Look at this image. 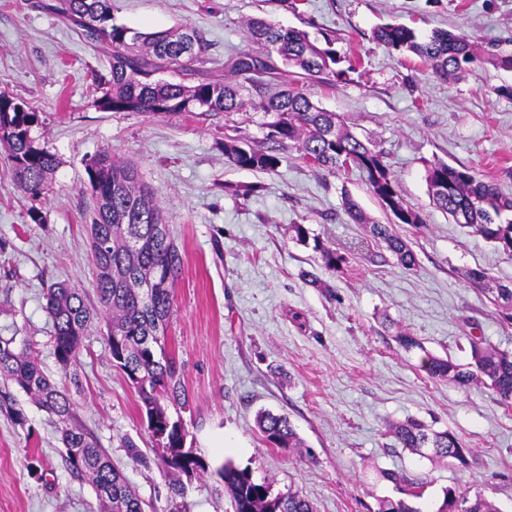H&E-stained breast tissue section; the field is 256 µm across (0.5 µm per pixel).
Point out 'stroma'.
<instances>
[{"mask_svg":"<svg viewBox=\"0 0 512 512\" xmlns=\"http://www.w3.org/2000/svg\"><path fill=\"white\" fill-rule=\"evenodd\" d=\"M37 2L0 0V92L41 107L33 135L59 165L49 195L32 198L0 144V336H26L57 382L76 375L78 419L147 512H166L172 499L180 512H233L220 475L228 461L273 491H301L314 512H378L381 499L400 496L385 471L422 483L420 512H436L449 487L512 512V406L484 386L454 387L421 367L427 352L467 362L472 333L512 351V324L464 276L481 267L507 284L512 260L449 221L426 182L429 164L442 161L470 167L512 196V96L504 93L512 71L481 64L448 81L372 38L379 25L405 24L423 38L463 32L512 54V0H112L115 23L141 32L200 29L206 58L219 64L251 50L250 17L333 35L350 69L307 90L383 153L401 195L422 214L421 228H399L417 257L412 270L347 215L348 194L375 221H389L359 172H319L288 149L273 172L227 162L226 127L240 125L265 144L261 114L246 122L238 113L100 110L94 86L108 69L104 48L83 43ZM103 150L137 167L182 252L167 342L188 395L179 412L186 445L207 470L185 479L176 498L139 396L105 348L103 324L90 328L69 370L53 354L46 287L68 283L90 309L100 307L85 214L86 164ZM297 224L347 253L344 273L325 272L296 240ZM400 328L420 348L401 347ZM1 392L26 423L0 415V512H102L89 483L65 464L55 417L14 384H0ZM264 410L287 415L303 447L266 445L255 427ZM408 419L461 437L472 450L468 467L434 465L401 447L386 427ZM129 439L145 462L130 459Z\"/></svg>","mask_w":512,"mask_h":512,"instance_id":"stroma-1","label":"stroma"}]
</instances>
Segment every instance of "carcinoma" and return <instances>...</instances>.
Segmentation results:
<instances>
[{
  "instance_id": "cac0c4a2",
  "label": "carcinoma",
  "mask_w": 512,
  "mask_h": 512,
  "mask_svg": "<svg viewBox=\"0 0 512 512\" xmlns=\"http://www.w3.org/2000/svg\"><path fill=\"white\" fill-rule=\"evenodd\" d=\"M53 15L76 28L85 42L101 45L109 55L108 77L97 82V106L106 112H138L148 116L198 112L211 115L243 111L241 92L251 96V107L268 118L266 137L281 148H291L311 167L335 174L357 169L394 223L370 222L357 203L345 197V207L357 224L370 225L373 237L386 243L400 264L411 269L416 254L396 226L417 227L422 215L409 206L381 152L344 128L336 113L310 99L306 83L323 75L339 76L342 63L335 38L310 36L265 18L246 22L254 48L232 58L230 74L205 68L206 40L201 30L184 26L176 31L139 32L114 23L110 0H56L47 5ZM373 38L387 48L411 52L432 73L456 79L476 64L489 63L512 69V55L485 49L465 34L435 30L426 41L401 24L377 27ZM41 108L0 93V142L7 145L21 189L33 198L49 194V175L57 157L32 136ZM224 157L241 169L272 172L281 163L276 150H265L248 136L224 139ZM90 198L89 247L97 269L96 289L101 312L91 311L81 294L64 283L50 285L45 310L53 328V350L63 370L74 365L83 339L95 319L105 321V349L114 365L136 388L146 432L172 477L203 474L206 464L182 451L187 432L169 407H182L187 394L175 358L166 351L167 326L173 311V290L181 272L182 253L171 237L156 193L142 182L137 168L103 152L87 165ZM433 204L452 221L472 232L512 259V220L501 215L512 211V198L497 184L474 170L444 162L431 165L426 176ZM313 250L321 266L334 274L347 264L345 254L314 239ZM471 283L489 294L500 318L512 323V283L504 284L483 268L464 272ZM468 362L429 355L424 367L429 377L459 388L482 384L506 406L512 405V352L501 350L483 336L467 337ZM0 379L30 394L60 425L65 462L77 477L88 480L104 512H145L144 501L128 483L93 435L76 417L69 390L50 378L23 336L0 337ZM0 414L17 425L25 416L11 398L0 394ZM256 426L273 448H302L304 443L285 415L261 412ZM388 431L404 448L429 460L451 459L468 465L470 448L451 431L430 432L416 420L392 423ZM221 476L234 512H313L298 490L273 492L253 478L251 469L224 465ZM383 478L399 486L404 497L382 499L378 512H420L414 500L419 484L395 472ZM437 512H500L477 493L469 496L455 488L444 490Z\"/></svg>"
}]
</instances>
